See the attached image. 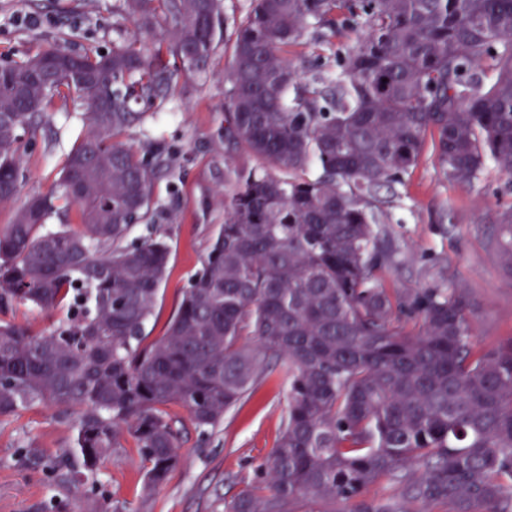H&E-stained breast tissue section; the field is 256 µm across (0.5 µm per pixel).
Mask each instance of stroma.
Masks as SVG:
<instances>
[{"label": "stroma", "mask_w": 512, "mask_h": 512, "mask_svg": "<svg viewBox=\"0 0 512 512\" xmlns=\"http://www.w3.org/2000/svg\"><path fill=\"white\" fill-rule=\"evenodd\" d=\"M122 0H0V65L52 47L80 53L111 50L131 40L137 29L121 9ZM253 0H224L217 32L220 41L206 71L178 75L165 106L128 132L139 154L161 148L170 169L153 180L152 225L170 246L169 276L163 283L146 331L162 334L224 222V197L236 174L262 167L258 157L227 137L224 71L231 61L239 24ZM83 102L55 101L37 135L22 138L23 194L47 192L64 160L87 134ZM512 201V177L487 163L480 181L448 182L432 154H424L381 233L398 247L396 263L384 274L392 291L459 288L471 308L479 346L512 336V275L497 251L491 217ZM148 224V225H151ZM134 225L129 241L148 233ZM288 409V379L274 370L244 403L228 411L208 435L194 427L181 434V464L168 482L142 504L140 459L135 451L107 459L95 473L64 475L59 457L73 445L76 415L61 416L41 405L20 408L0 419V512H92L124 503L127 512H218L226 498L258 480L278 438Z\"/></svg>", "instance_id": "1"}]
</instances>
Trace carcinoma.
I'll list each match as a JSON object with an SVG mask.
<instances>
[{"instance_id":"1","label":"carcinoma","mask_w":512,"mask_h":512,"mask_svg":"<svg viewBox=\"0 0 512 512\" xmlns=\"http://www.w3.org/2000/svg\"><path fill=\"white\" fill-rule=\"evenodd\" d=\"M122 2L139 37L77 55L92 81L0 82V203L21 191L20 133L41 128L55 97L107 108L87 113L55 186L0 231V313L67 309L40 334L0 320V417L33 403L81 411L58 466L93 472L131 441L148 493L180 463L169 408L206 435L275 364L286 417L262 478L224 512H512V338L476 348L458 288H385L395 250L378 230L428 149L450 183L480 180L488 158L512 176V0H254L226 121L268 167L237 174L224 224L151 342L169 246L160 233L124 241L151 220L154 173L170 163L124 135L178 73L207 68L222 0ZM160 27L166 48L148 54L140 35ZM332 29L353 34L339 75L306 78L280 56L332 46ZM53 52L9 71L26 77ZM54 214L77 227L48 228ZM493 222L512 273V202ZM376 484L388 493L366 498Z\"/></svg>"}]
</instances>
